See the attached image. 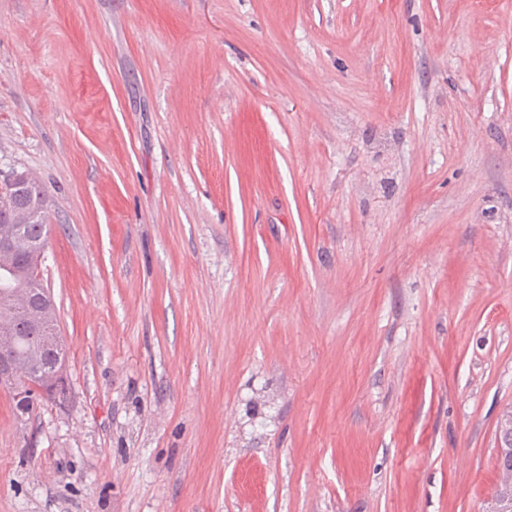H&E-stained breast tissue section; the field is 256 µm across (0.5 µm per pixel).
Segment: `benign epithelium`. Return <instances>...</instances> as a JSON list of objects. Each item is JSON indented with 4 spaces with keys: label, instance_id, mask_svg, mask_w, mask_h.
<instances>
[{
    "label": "benign epithelium",
    "instance_id": "7a95c632",
    "mask_svg": "<svg viewBox=\"0 0 512 512\" xmlns=\"http://www.w3.org/2000/svg\"><path fill=\"white\" fill-rule=\"evenodd\" d=\"M36 213L24 215V221L8 224L0 232V259L3 260V271L11 269V259L21 251H27L35 261L40 262L44 248L35 245L24 234L26 222ZM10 299L14 303L28 305L27 323L32 334L42 337L45 344L51 345L55 338L44 334L48 324L55 319V314L46 296L36 290H16ZM59 373H47L40 369L36 362L21 354L15 333L7 326H0V386L12 389L15 398L26 395L42 394L52 386H57Z\"/></svg>",
    "mask_w": 512,
    "mask_h": 512
}]
</instances>
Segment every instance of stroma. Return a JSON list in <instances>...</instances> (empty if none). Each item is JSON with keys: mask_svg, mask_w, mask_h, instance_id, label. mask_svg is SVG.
I'll use <instances>...</instances> for the list:
<instances>
[{"mask_svg": "<svg viewBox=\"0 0 512 512\" xmlns=\"http://www.w3.org/2000/svg\"><path fill=\"white\" fill-rule=\"evenodd\" d=\"M67 393L0 512H489L512 0H0Z\"/></svg>", "mask_w": 512, "mask_h": 512, "instance_id": "obj_1", "label": "stroma"}]
</instances>
